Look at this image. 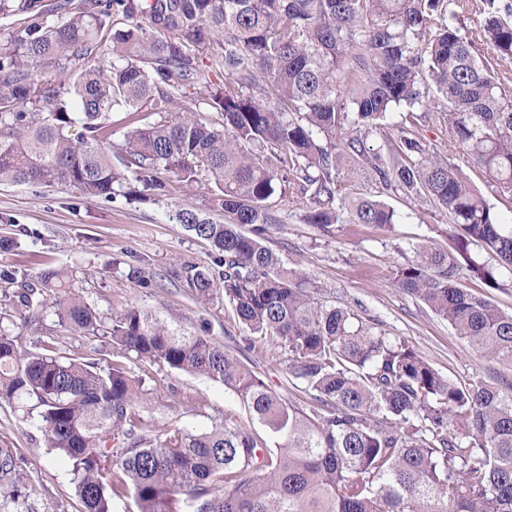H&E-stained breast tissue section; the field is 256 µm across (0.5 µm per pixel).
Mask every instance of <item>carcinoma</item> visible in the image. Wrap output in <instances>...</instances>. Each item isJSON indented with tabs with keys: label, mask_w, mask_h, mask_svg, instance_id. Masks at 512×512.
I'll use <instances>...</instances> for the list:
<instances>
[{
	"label": "carcinoma",
	"mask_w": 512,
	"mask_h": 512,
	"mask_svg": "<svg viewBox=\"0 0 512 512\" xmlns=\"http://www.w3.org/2000/svg\"><path fill=\"white\" fill-rule=\"evenodd\" d=\"M57 0L48 21L40 0H0V14H28L0 40V182L54 184L112 200L130 172L156 195L164 176L209 181L224 223L180 208L170 218L213 247V266L172 272L198 305L224 293L253 335L287 353L286 372L311 402L282 400L224 346L173 319L131 306L103 321L84 300L54 298L62 269L43 268L9 298L18 313L53 299L57 324L102 336L120 357L162 362L235 392L250 420L282 441L264 446L229 414L209 430L152 434L136 400L139 384L121 361L104 368L23 349L0 311V401L39 408L48 447L71 467L82 512H512V381L459 386L409 345L363 324L344 307L312 298L305 273L263 244L280 223L271 199L297 190L305 222L327 230L336 209L352 224L391 228L384 202L346 190L342 171L368 167L379 188L425 196L455 225L451 251L418 246L395 285L427 304L486 356L512 362V314L460 282L464 266L496 290L512 282V209L503 214L462 168L421 137L417 112L435 108L451 147L512 203V6L484 0L479 37L461 33L469 0ZM108 70L80 72L70 93L35 69L58 71L92 50L110 16ZM224 73L209 94L216 126L183 104L202 55ZM42 102L46 113L28 112ZM166 115L125 134L119 164L103 148L114 112L155 103ZM407 112L397 131L383 123ZM82 131L69 134L74 124ZM379 135L376 149L365 145ZM478 247L494 263L473 253ZM17 453L0 448V495L15 491Z\"/></svg>",
	"instance_id": "obj_1"
}]
</instances>
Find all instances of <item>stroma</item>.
I'll use <instances>...</instances> for the list:
<instances>
[{
  "label": "stroma",
  "instance_id": "1",
  "mask_svg": "<svg viewBox=\"0 0 512 512\" xmlns=\"http://www.w3.org/2000/svg\"><path fill=\"white\" fill-rule=\"evenodd\" d=\"M385 201L401 216L392 229L338 223L326 234L305 223L302 205L279 199L281 222L268 232L265 244L307 273L309 291L353 310L386 336L406 341L451 381L463 385L478 377L512 379V363L479 354L423 301L395 285L398 266L413 258L416 246L449 248L452 226L447 216L422 197L399 193ZM181 207L213 222L224 220L215 188L205 182L173 180L161 196L120 191L109 202L60 185L2 184L0 238H8L10 245L0 250V269L30 275L47 266L66 269L73 274L69 295L88 302L105 318L133 305L175 316L191 333L211 338L248 364L282 399L306 406L307 395L285 371L283 349L270 340L249 337L224 297L199 306L174 283L171 271L185 264L207 267L213 260L207 242L170 221V213ZM133 266L142 270L147 287L130 279ZM43 316L38 332L19 320L11 325L21 347H48L57 355L102 367L115 359L112 346L102 339L74 335L55 325L51 308H44ZM125 366L142 382L137 407L156 434L175 425L207 430L225 414H247L233 391L207 378L160 362L129 359ZM1 446L17 450L23 478L19 496H0V512H80L71 468L49 452L37 413L0 402Z\"/></svg>",
  "mask_w": 512,
  "mask_h": 512
}]
</instances>
